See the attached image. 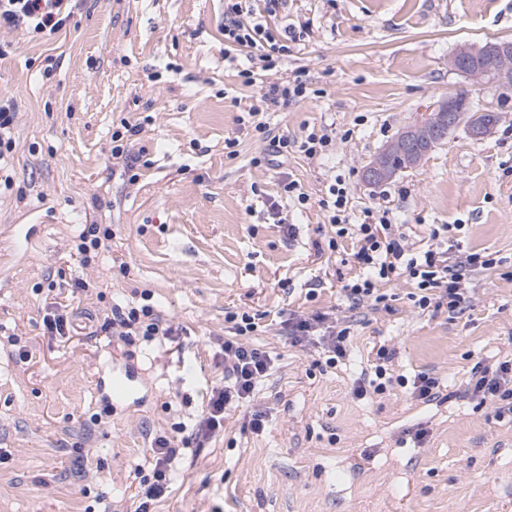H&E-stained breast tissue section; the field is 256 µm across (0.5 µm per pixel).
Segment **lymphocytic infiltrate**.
Returning <instances> with one entry per match:
<instances>
[{
    "label": "lymphocytic infiltrate",
    "mask_w": 512,
    "mask_h": 512,
    "mask_svg": "<svg viewBox=\"0 0 512 512\" xmlns=\"http://www.w3.org/2000/svg\"><path fill=\"white\" fill-rule=\"evenodd\" d=\"M287 0H224V57L234 60L237 53L247 52L249 68L240 71L243 85L252 86L268 80L266 91L256 104L240 115L238 122L258 136L265 147L253 156V166H275L296 149L308 158H316L332 151L335 139L327 129H304L300 139L273 134L265 114L270 107L300 103L312 94L302 75L273 81L287 60L294 45L301 39L300 31L287 25L277 29L269 26V17L285 9ZM79 0H0V29L23 28L37 39H50L71 23ZM143 132L142 123L121 118L112 130V157L121 162L128 182L139 177L140 155L131 148ZM319 205L328 213V221L335 229L327 247L336 250L341 239L354 242L353 256L362 270L361 276L343 286L352 307L387 305L388 290L401 284L412 286L410 295L416 308H445L455 312L470 302L468 280L471 274L501 271L503 279L511 280V271H502V261L487 252L449 254L437 247L436 242L452 232L449 224H438L430 230L433 247L415 250L399 225L393 224L388 210H367L365 220L359 224L349 221L348 191L342 179H335L327 187L325 198ZM225 322L233 326V336L224 340V385L214 389L205 415L191 432L177 438L163 433L155 434L151 441L154 468L151 478L143 479L138 512H151L155 501L162 498L171 483L172 464L181 448L202 445L224 428V415L233 403L254 401L259 383L268 376L274 360L251 341L259 328L255 316L249 313L225 315ZM283 327L292 346L304 347L319 341L328 352V365L338 364L347 355L346 340L349 327L330 314L316 311L292 314ZM100 332L133 344L135 338L165 341L176 332L173 322L156 313L153 306L143 304L116 306L111 317L105 318ZM395 357L394 348L379 346L370 365L354 388L355 396L368 393L383 394L388 386L404 383L401 375H391L388 368ZM461 397L475 401L488 409L494 419L512 417V358L499 360L494 365L476 363L470 379L460 392Z\"/></svg>",
    "instance_id": "1"
}]
</instances>
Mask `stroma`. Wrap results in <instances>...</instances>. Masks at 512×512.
<instances>
[{
  "mask_svg": "<svg viewBox=\"0 0 512 512\" xmlns=\"http://www.w3.org/2000/svg\"><path fill=\"white\" fill-rule=\"evenodd\" d=\"M287 23L306 33L279 75L304 69L320 94L266 117L291 139L332 129L336 147L259 168L250 160L262 144L236 118L263 89L242 85L246 58L224 61V0H83L50 41L0 31V97L18 112L13 186L0 191V512H137L154 433L201 418L224 382V316L243 311L266 314L252 341L279 357L258 392L269 422L246 432L249 407L231 410L223 432L174 462L154 512H512V421L457 396L476 362L512 354V280L474 275L472 303L455 314L415 308L405 286L390 310L351 312L341 290L359 272L351 243L314 247L333 234L318 201L338 177L352 223L385 208L413 243L430 225L457 224L455 253L486 251L512 270V98L480 88L500 114L492 135L457 127L419 166L364 179L427 105L469 86L448 67L457 45L512 40V0H288L270 21ZM123 117L145 123L138 144L150 165L134 184L112 158ZM228 137L238 158L224 154ZM288 178L311 205L281 193ZM12 224L38 227L24 252L5 236ZM89 224L114 236L85 261L73 242ZM85 280L93 288L80 289ZM144 290L178 325L175 345L44 327L54 309L98 319ZM311 310L350 316L346 362L323 366L320 348L282 336L281 318ZM381 342L396 348L395 373L437 377L449 401L423 403L399 386L354 398ZM104 359L145 386L140 403L97 425ZM420 428L422 447L406 443Z\"/></svg>",
  "mask_w": 512,
  "mask_h": 512,
  "instance_id": "1",
  "label": "stroma"
}]
</instances>
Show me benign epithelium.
<instances>
[{
  "mask_svg": "<svg viewBox=\"0 0 512 512\" xmlns=\"http://www.w3.org/2000/svg\"><path fill=\"white\" fill-rule=\"evenodd\" d=\"M510 53H512V44L507 41L488 42L483 46L464 43L457 46L449 60V65L451 69L465 76L475 77L499 90H507L512 88V73L505 70L483 73L479 69V62L487 56H504ZM467 111H469L467 103L455 96L428 105L423 119L401 129L397 136L386 144L366 166V181L372 183L394 177L392 169L385 164V160L396 144H404L408 147L407 164L415 166L420 163L432 149L431 137L453 129Z\"/></svg>",
  "mask_w": 512,
  "mask_h": 512,
  "instance_id": "obj_1",
  "label": "benign epithelium"
}]
</instances>
